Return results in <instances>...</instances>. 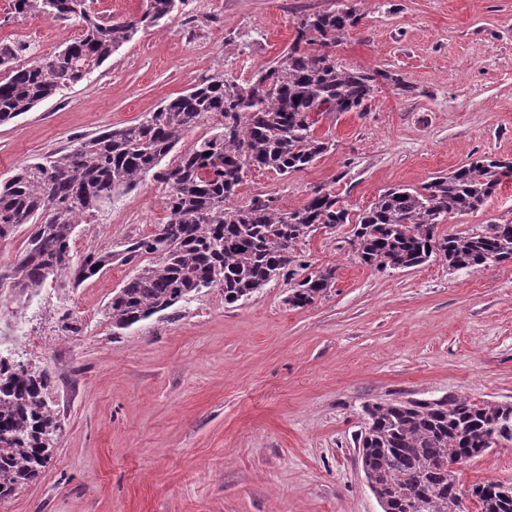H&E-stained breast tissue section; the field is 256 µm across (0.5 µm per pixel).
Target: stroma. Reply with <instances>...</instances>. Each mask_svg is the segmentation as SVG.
Here are the masks:
<instances>
[{"label": "stroma", "mask_w": 512, "mask_h": 512, "mask_svg": "<svg viewBox=\"0 0 512 512\" xmlns=\"http://www.w3.org/2000/svg\"><path fill=\"white\" fill-rule=\"evenodd\" d=\"M0 0V41L40 38L49 57L79 34L47 15L19 17ZM330 0H192L185 13L140 30L82 82L0 124V182L36 158L143 119L203 79L245 82L292 43L302 15ZM362 15L332 48L347 66L388 73L366 112L321 116L331 143L305 170H250L235 204L258 194L282 209L314 187L336 189L351 217L385 189L417 187L484 155L512 159V0H359ZM400 78L413 88L393 85ZM146 178L84 218L74 255L112 248L165 223ZM512 222V180L442 234ZM342 224L299 244L335 270L322 299L290 307L278 280L228 305L204 288L125 330L105 309L134 274L111 266L79 287L42 289L31 308L0 295V328L25 322L33 350L15 360L47 370L64 421L41 477L0 512H382L353 438L372 402L451 393L512 403V262L453 271L434 257L377 272L358 261ZM76 314L64 335L60 317ZM463 485L512 482V447L460 469Z\"/></svg>", "instance_id": "stroma-1"}]
</instances>
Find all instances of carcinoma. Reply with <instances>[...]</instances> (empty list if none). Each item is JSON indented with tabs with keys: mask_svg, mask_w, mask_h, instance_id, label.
<instances>
[{
	"mask_svg": "<svg viewBox=\"0 0 512 512\" xmlns=\"http://www.w3.org/2000/svg\"><path fill=\"white\" fill-rule=\"evenodd\" d=\"M189 0H145L140 14L105 20L89 0H12V13L50 15L81 29L62 50L23 66L16 46L0 42V123H6L77 84L141 29L182 13ZM361 14L345 0L300 19L291 46L241 84L215 76L163 102L142 120L103 132L59 156L29 163L0 185V240L30 228L23 252L0 266V289L25 297L48 280L71 287L101 274L112 251L76 258L70 241L85 215H94L147 177L165 194L169 218L129 242L124 260L150 262L114 291L107 307L112 328L126 329L164 312L201 288L219 287L224 303L251 298L280 278L293 283L288 305L303 308L332 288L335 270L310 269L295 255L318 231L349 224L335 190L318 186L302 206L284 211L273 197L231 201L252 168L281 176L308 168L330 142L310 114L364 112L380 72L336 62L328 49L358 26ZM212 134L160 167L183 136L201 123ZM512 161L474 158L419 188L393 187L360 214L351 241L360 263L377 271L405 270L433 256L451 270L481 271L512 260V222L479 232L437 234L454 215L483 206ZM51 376L0 359V499L38 479L53 455L62 421L50 398ZM356 436L369 488L390 512H512V497L487 480L462 489L464 463L491 448L512 445V403L450 394L438 399L373 402L363 406Z\"/></svg>",
	"mask_w": 512,
	"mask_h": 512,
	"instance_id": "carcinoma-1",
	"label": "carcinoma"
}]
</instances>
